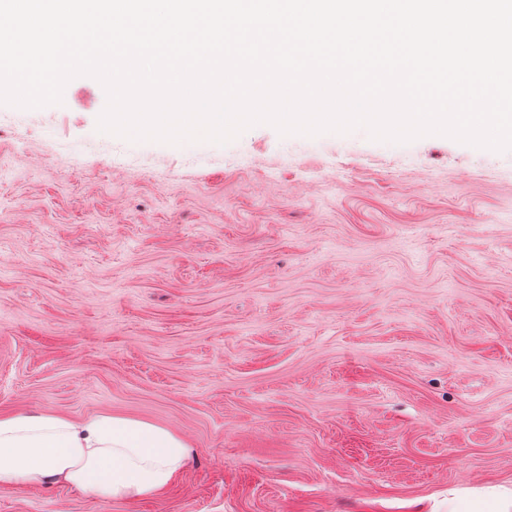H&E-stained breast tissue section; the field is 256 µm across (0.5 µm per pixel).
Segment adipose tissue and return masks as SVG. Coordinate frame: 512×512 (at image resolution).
Returning a JSON list of instances; mask_svg holds the SVG:
<instances>
[{"label": "adipose tissue", "instance_id": "obj_1", "mask_svg": "<svg viewBox=\"0 0 512 512\" xmlns=\"http://www.w3.org/2000/svg\"><path fill=\"white\" fill-rule=\"evenodd\" d=\"M185 440L147 421L53 412L0 415V486H68L112 500L163 493L182 475Z\"/></svg>", "mask_w": 512, "mask_h": 512}]
</instances>
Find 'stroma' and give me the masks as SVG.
I'll list each match as a JSON object with an SVG mask.
<instances>
[{
  "mask_svg": "<svg viewBox=\"0 0 512 512\" xmlns=\"http://www.w3.org/2000/svg\"><path fill=\"white\" fill-rule=\"evenodd\" d=\"M101 83L0 104V414L189 446L157 497L0 512H448L512 488V150L99 132Z\"/></svg>",
  "mask_w": 512,
  "mask_h": 512,
  "instance_id": "1",
  "label": "stroma"
}]
</instances>
